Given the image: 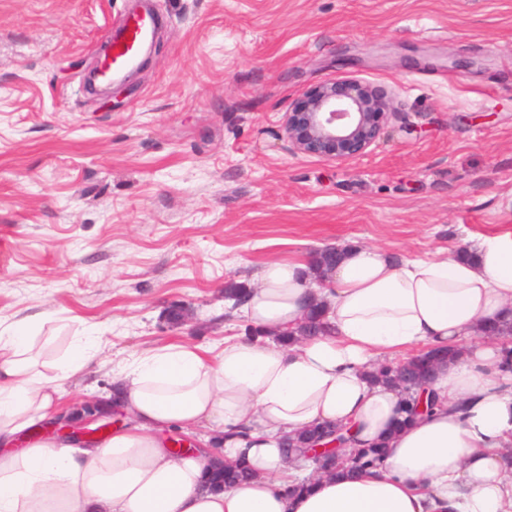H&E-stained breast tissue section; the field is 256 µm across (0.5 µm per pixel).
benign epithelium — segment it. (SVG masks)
Segmentation results:
<instances>
[{"label": "benign epithelium", "mask_w": 512, "mask_h": 512, "mask_svg": "<svg viewBox=\"0 0 512 512\" xmlns=\"http://www.w3.org/2000/svg\"><path fill=\"white\" fill-rule=\"evenodd\" d=\"M392 111V97L369 83L353 76L328 80L307 90L285 113L288 149L336 162L364 155L380 139ZM122 418L88 401L82 414L63 410L49 424L63 439L95 446Z\"/></svg>", "instance_id": "1"}]
</instances>
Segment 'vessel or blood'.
<instances>
[{"mask_svg": "<svg viewBox=\"0 0 512 512\" xmlns=\"http://www.w3.org/2000/svg\"><path fill=\"white\" fill-rule=\"evenodd\" d=\"M155 19L148 13L127 16L114 35L108 36L102 53L101 80L110 82L134 69L143 48L155 35Z\"/></svg>", "mask_w": 512, "mask_h": 512, "instance_id": "1", "label": "vessel or blood"}]
</instances>
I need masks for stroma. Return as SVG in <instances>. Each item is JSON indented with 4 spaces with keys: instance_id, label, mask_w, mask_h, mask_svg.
Returning <instances> with one entry per match:
<instances>
[{
    "instance_id": "35a3bbf8",
    "label": "stroma",
    "mask_w": 512,
    "mask_h": 512,
    "mask_svg": "<svg viewBox=\"0 0 512 512\" xmlns=\"http://www.w3.org/2000/svg\"><path fill=\"white\" fill-rule=\"evenodd\" d=\"M150 3L157 50L105 97L85 76L131 0H0V329L34 321L44 365L99 337L66 409L165 347L218 353L247 327L225 284L269 260L431 257L512 225V0ZM342 76L392 97L383 135L293 154L285 113Z\"/></svg>"
}]
</instances>
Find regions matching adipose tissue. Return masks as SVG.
I'll return each instance as SVG.
<instances>
[{
    "instance_id": "ef3b65f1",
    "label": "adipose tissue",
    "mask_w": 512,
    "mask_h": 512,
    "mask_svg": "<svg viewBox=\"0 0 512 512\" xmlns=\"http://www.w3.org/2000/svg\"><path fill=\"white\" fill-rule=\"evenodd\" d=\"M257 280L238 310L265 342L231 337L214 357L171 346L133 362L112 405L136 425L92 448L29 436L60 412V382L93 364L95 337L44 372L29 322L0 331V512H512V373L483 334L512 321L511 226L444 258L350 246L323 285L295 258L267 262ZM314 304L328 331L281 345ZM420 346L454 356L428 386L433 410L397 430L402 394L372 381L370 363ZM209 422L219 453L172 452L166 431ZM320 425L342 428L351 448L384 442L380 465L308 478L311 462L287 461L280 444ZM220 461L245 462L251 478L208 488Z\"/></svg>"
}]
</instances>
